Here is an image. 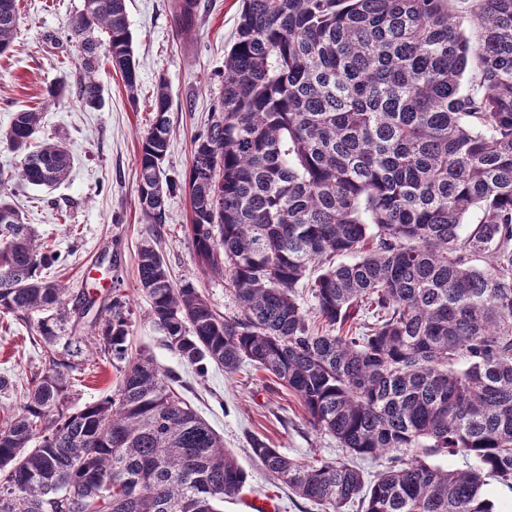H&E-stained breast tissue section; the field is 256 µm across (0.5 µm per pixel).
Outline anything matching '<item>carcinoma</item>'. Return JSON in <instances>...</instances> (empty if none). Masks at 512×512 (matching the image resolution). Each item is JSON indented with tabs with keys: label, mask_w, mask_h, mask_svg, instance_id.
<instances>
[{
	"label": "carcinoma",
	"mask_w": 512,
	"mask_h": 512,
	"mask_svg": "<svg viewBox=\"0 0 512 512\" xmlns=\"http://www.w3.org/2000/svg\"><path fill=\"white\" fill-rule=\"evenodd\" d=\"M242 0L218 109L192 140L185 181L193 256L230 276L237 313L191 282L175 286L152 244L136 275L164 342L204 374L244 364L296 394L341 455L302 462L252 439V454L323 512H502L512 488V0ZM183 33L198 0H176ZM18 0H0V53ZM74 94L102 108L99 48L130 95L139 68L125 0H84ZM171 99L159 82L141 136L138 200L153 224L174 184ZM41 112H16L5 140L16 178L66 179L68 149L34 147ZM0 176V315L62 304L41 276L58 260L10 204ZM478 211L479 221L464 218ZM336 256L351 260L324 266ZM487 265L477 267V257ZM309 288L304 308L297 288ZM100 352L115 391L60 407L63 363L31 379L0 420V512H222L248 474L153 359L129 357L130 310L112 297ZM387 456L367 475L359 462ZM465 458V469L432 457Z\"/></svg>",
	"instance_id": "obj_1"
}]
</instances>
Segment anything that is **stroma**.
<instances>
[{
    "mask_svg": "<svg viewBox=\"0 0 512 512\" xmlns=\"http://www.w3.org/2000/svg\"><path fill=\"white\" fill-rule=\"evenodd\" d=\"M174 0H127L140 85L129 95L119 72L101 61L97 73L105 106L91 111L77 101V47L71 23L83 0H20L19 22L11 49L0 54V134L14 112L44 106L46 129L70 150L68 178L45 192L13 182L14 205L40 240L50 243L61 260L51 270L64 290L60 307L46 310L60 330L53 344L34 335L37 315L0 319V376L15 390L0 395V414L19 406L27 383L45 369L50 357L64 361L72 385L64 399L67 411L110 394L120 377L105 363L92 327L105 321L113 295L131 308L128 344L132 354L152 357L179 378V392L224 439L249 473L242 499L225 503L224 512H322L320 506L294 497L265 473L250 453L251 438L301 461L338 456L335 438L314 432L299 399L269 374L243 367L227 374L209 368L197 374L164 343L149 316V302L136 277V257L144 241L163 254L174 283L192 282L223 315L236 311L229 277L205 273L193 258L186 232L190 205L183 189L192 163L194 135L207 123L224 84V56L236 40L241 0H198V19L189 35L174 21ZM166 82L172 99L169 118L172 146L162 167L176 185L167 203L165 224L150 223L138 201L136 159L140 137L152 113L151 98ZM61 86L54 103L50 87Z\"/></svg>",
    "mask_w": 512,
    "mask_h": 512,
    "instance_id": "1",
    "label": "stroma"
}]
</instances>
